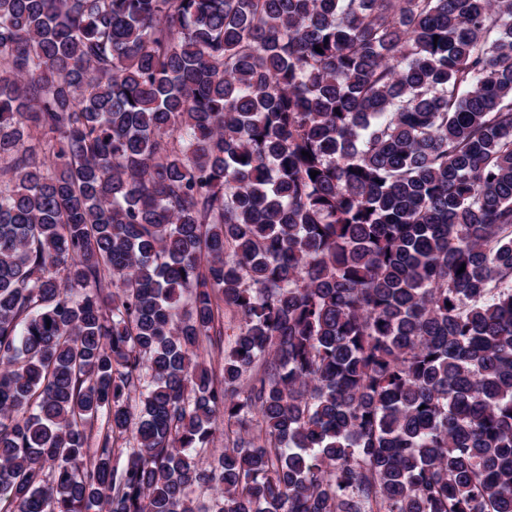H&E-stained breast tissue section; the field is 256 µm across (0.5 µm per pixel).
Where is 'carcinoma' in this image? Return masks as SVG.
Segmentation results:
<instances>
[{"label": "carcinoma", "mask_w": 512, "mask_h": 512, "mask_svg": "<svg viewBox=\"0 0 512 512\" xmlns=\"http://www.w3.org/2000/svg\"><path fill=\"white\" fill-rule=\"evenodd\" d=\"M0 512H512V0H0ZM238 325V317L234 315L232 311L228 308H224V345L222 349H208V352H204L205 359L207 364L211 362V365L214 367L219 366V364L224 361V347L228 345L230 340V335L233 334L232 329Z\"/></svg>", "instance_id": "carcinoma-1"}]
</instances>
